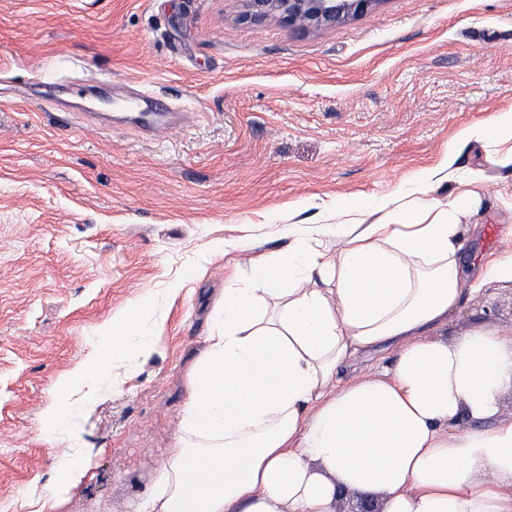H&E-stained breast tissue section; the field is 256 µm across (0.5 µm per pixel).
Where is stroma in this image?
Instances as JSON below:
<instances>
[{
  "instance_id": "1",
  "label": "stroma",
  "mask_w": 512,
  "mask_h": 512,
  "mask_svg": "<svg viewBox=\"0 0 512 512\" xmlns=\"http://www.w3.org/2000/svg\"><path fill=\"white\" fill-rule=\"evenodd\" d=\"M242 9L0 0V512H28L62 480L59 455L89 449L90 471L52 512H137L225 283L248 276L246 256L286 248L283 226L373 206L450 154L485 197L462 227L465 262L512 252V167L458 139L512 111V0H382L311 32L240 21ZM145 96L179 113L176 128L125 121ZM126 313L155 351L120 390L98 380L82 444L46 441L52 383ZM511 325L512 282H489L433 334Z\"/></svg>"
}]
</instances>
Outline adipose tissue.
Wrapping results in <instances>:
<instances>
[{"mask_svg": "<svg viewBox=\"0 0 512 512\" xmlns=\"http://www.w3.org/2000/svg\"><path fill=\"white\" fill-rule=\"evenodd\" d=\"M460 137L512 166V112ZM455 179L448 202L430 193ZM477 175L429 170L376 210L338 209L333 224H292L286 251L250 258L226 284L222 319L189 374L181 430L138 512H336L339 496L383 512H512V327L430 336L461 303L460 226L484 196ZM362 225L335 251L315 241ZM135 319L51 387L48 442L78 441L70 393L151 351ZM384 352L388 373L349 375ZM468 430H459L461 422Z\"/></svg>", "mask_w": 512, "mask_h": 512, "instance_id": "obj_1", "label": "adipose tissue"}]
</instances>
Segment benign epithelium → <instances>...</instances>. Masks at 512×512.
<instances>
[{"label":"benign epithelium","mask_w":512,"mask_h":512,"mask_svg":"<svg viewBox=\"0 0 512 512\" xmlns=\"http://www.w3.org/2000/svg\"><path fill=\"white\" fill-rule=\"evenodd\" d=\"M244 21L281 19L292 26L319 29L373 10L382 0H243Z\"/></svg>","instance_id":"1"}]
</instances>
